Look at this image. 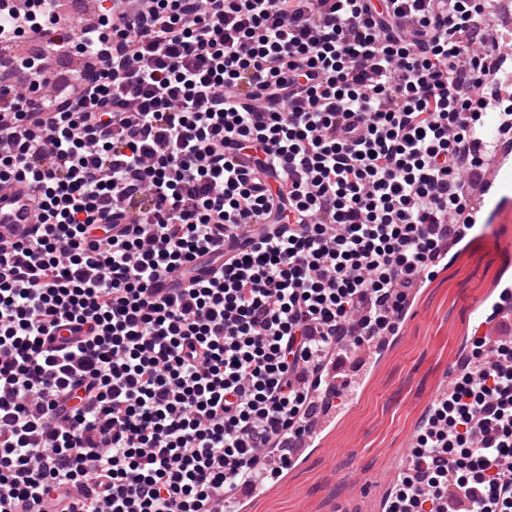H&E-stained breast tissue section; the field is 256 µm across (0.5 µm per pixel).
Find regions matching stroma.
<instances>
[{
  "label": "stroma",
  "instance_id": "35a3bbf8",
  "mask_svg": "<svg viewBox=\"0 0 512 512\" xmlns=\"http://www.w3.org/2000/svg\"><path fill=\"white\" fill-rule=\"evenodd\" d=\"M509 196L512 171L485 207L487 224L468 230L466 245L418 289L398 336L348 372L352 395L337 404L306 461L251 498L248 512H383L432 398L480 328L474 303L512 285L502 252L512 243Z\"/></svg>",
  "mask_w": 512,
  "mask_h": 512
}]
</instances>
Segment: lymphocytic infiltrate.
I'll use <instances>...</instances> for the list:
<instances>
[{"label": "lymphocytic infiltrate", "mask_w": 512, "mask_h": 512, "mask_svg": "<svg viewBox=\"0 0 512 512\" xmlns=\"http://www.w3.org/2000/svg\"><path fill=\"white\" fill-rule=\"evenodd\" d=\"M45 26L0 0V57ZM46 45L0 75V185L35 189L0 247V512H219L474 226L512 34L486 0H108ZM71 50L69 89L17 92ZM385 512H512V336L473 337Z\"/></svg>", "instance_id": "obj_1"}]
</instances>
